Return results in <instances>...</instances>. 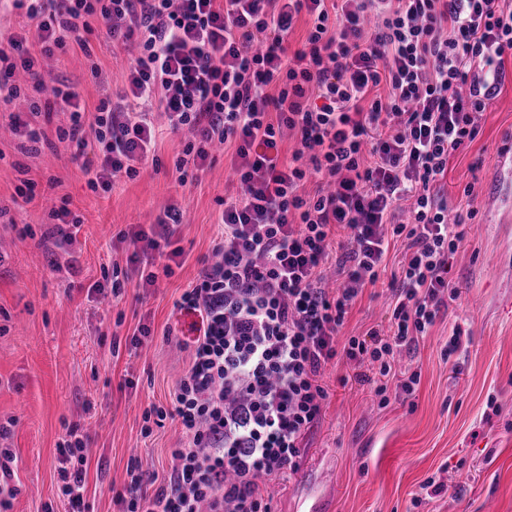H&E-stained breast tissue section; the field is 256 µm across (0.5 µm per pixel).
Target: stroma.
Listing matches in <instances>:
<instances>
[{
	"label": "stroma",
	"mask_w": 512,
	"mask_h": 512,
	"mask_svg": "<svg viewBox=\"0 0 512 512\" xmlns=\"http://www.w3.org/2000/svg\"><path fill=\"white\" fill-rule=\"evenodd\" d=\"M44 59L47 85L64 83L80 104L94 107L123 86L127 55L103 32ZM506 79L479 119L476 138L448 163V203L474 209L472 229L454 257L450 278L459 296L450 301L428 336L396 369L418 372L414 395L379 406L352 364L338 362L324 383L329 397L309 431L299 469L289 481L270 483L271 512H292L307 495L323 512H512V174L499 155L512 145V58ZM58 113L49 142L21 153L8 122L0 123V424L15 460L9 484L17 490L7 512H66L59 491L58 444L68 426L89 437L86 451L88 512H118L115 489L131 461L144 472H163L180 429L165 421L144 434L150 405H170L171 392L190 362L189 345L203 330L200 315L176 305L194 285L202 259L211 257L221 199L238 191L231 154L215 151L198 183L179 184L174 160L180 136L159 142L158 167H146L112 192L88 188L68 143L57 141ZM36 183L34 199L17 210L11 198L21 180ZM80 217V271L54 263L48 232L59 204ZM183 211L176 238L183 249L173 273L152 288L138 287L132 249L119 236L134 224H154L168 206ZM405 261L403 244L391 247L385 271L349 312L340 338L387 331L389 283ZM125 275L121 298L107 300L96 287L104 267ZM470 342L444 353L454 324ZM152 334L139 347L138 326ZM496 409H489L488 398ZM445 491L428 495V479Z\"/></svg>",
	"instance_id": "stroma-1"
}]
</instances>
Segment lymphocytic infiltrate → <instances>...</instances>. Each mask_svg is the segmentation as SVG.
I'll return each instance as SVG.
<instances>
[{"instance_id":"1","label":"lymphocytic infiltrate","mask_w":512,"mask_h":512,"mask_svg":"<svg viewBox=\"0 0 512 512\" xmlns=\"http://www.w3.org/2000/svg\"><path fill=\"white\" fill-rule=\"evenodd\" d=\"M28 24L0 42V103L18 98L17 74L40 79L41 62L84 46L104 29L136 45L126 86L95 109L70 87H52L29 121L12 119L20 144L48 140L42 126L69 113V142L91 190L136 177L163 131L184 135L174 162L187 184L215 144H233L240 192L217 219L212 258L178 305L201 313L202 334L173 391L182 437L158 476L140 464L114 500L120 512H269L264 481L298 470L337 356L387 404L383 377L414 351L447 300L448 274L469 226L451 215L448 163L478 134V119L505 79L512 8L505 0H29ZM299 48L287 42L298 19ZM296 147L283 158L278 143ZM316 181L315 193L305 191ZM409 203L411 222L399 221ZM50 234L77 273L78 216L52 212ZM182 218L126 233L141 286L170 274L160 247ZM409 258L391 283L392 328L339 342L352 306L378 280L391 241ZM341 281L328 287L325 272ZM87 435L58 446L60 491L85 512Z\"/></svg>"}]
</instances>
